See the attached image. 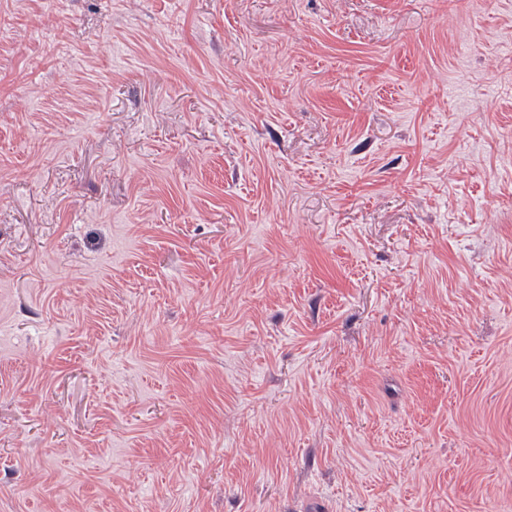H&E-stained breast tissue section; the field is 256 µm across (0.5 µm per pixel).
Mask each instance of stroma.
<instances>
[{
    "label": "stroma",
    "mask_w": 512,
    "mask_h": 512,
    "mask_svg": "<svg viewBox=\"0 0 512 512\" xmlns=\"http://www.w3.org/2000/svg\"><path fill=\"white\" fill-rule=\"evenodd\" d=\"M0 512H512V0H0Z\"/></svg>",
    "instance_id": "obj_1"
}]
</instances>
